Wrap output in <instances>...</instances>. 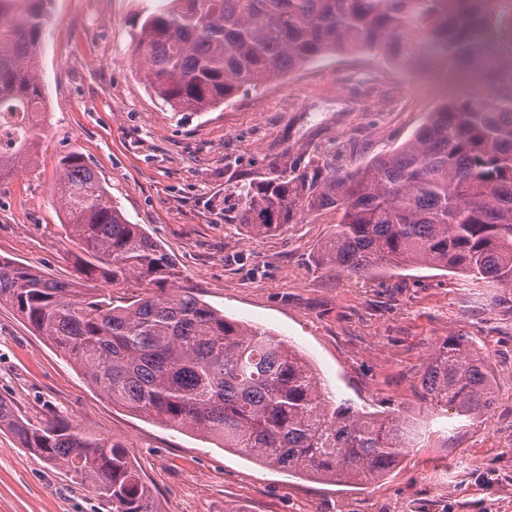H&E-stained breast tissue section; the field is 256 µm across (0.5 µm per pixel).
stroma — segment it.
<instances>
[{
    "mask_svg": "<svg viewBox=\"0 0 512 512\" xmlns=\"http://www.w3.org/2000/svg\"><path fill=\"white\" fill-rule=\"evenodd\" d=\"M162 0H53L37 72L46 112L33 167L0 184V257L71 279L60 160L81 153L127 219L157 240L183 287L225 316L260 325L314 364L335 401L417 419L431 352L468 337L487 359L496 404L475 424L409 449L399 470L352 487L288 475L113 405L51 343L0 305V397L37 423L54 415L125 447L161 512H512V286L435 268L357 278L319 266L339 220L304 215L254 237L230 221L242 181L326 153L364 166L407 140L447 94L482 92L460 73L404 70L330 54L208 112H176L148 88L134 52ZM0 512H112L86 485L0 431Z\"/></svg>",
    "mask_w": 512,
    "mask_h": 512,
    "instance_id": "1",
    "label": "stroma"
}]
</instances>
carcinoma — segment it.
<instances>
[{
    "mask_svg": "<svg viewBox=\"0 0 512 512\" xmlns=\"http://www.w3.org/2000/svg\"><path fill=\"white\" fill-rule=\"evenodd\" d=\"M52 0H0V114L40 112L36 77ZM144 79L177 112H204L330 53L374 54L408 69L426 60L453 76L466 62L483 92L452 95L390 154L354 171L317 154L241 186L233 219L274 236L306 213L341 212L318 262L358 278L426 266L512 285V0H165L140 22ZM14 153L0 182L34 162L36 133L4 124ZM59 193L76 278L61 281L0 258L10 305L112 404L215 438L290 474L348 485L380 479L427 431L330 401L287 340L244 324L180 286L163 247L130 223L78 152L61 162ZM99 278L136 288L93 293ZM420 397L474 423L495 404L485 357L448 336L430 357ZM9 431L50 467L88 483L112 512H160L125 448L53 416L37 425L0 398Z\"/></svg>",
    "mask_w": 512,
    "mask_h": 512,
    "instance_id": "cac0c4a2",
    "label": "carcinoma"
}]
</instances>
